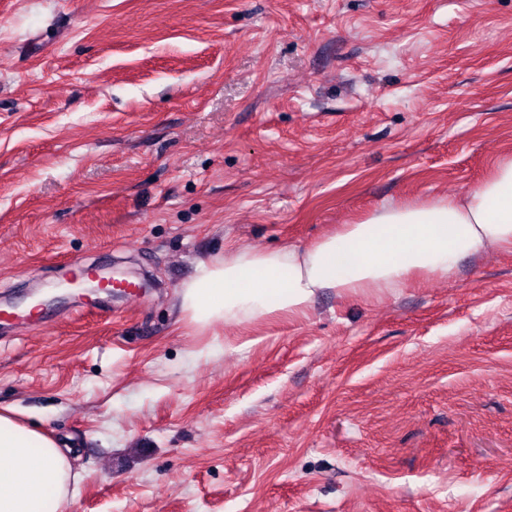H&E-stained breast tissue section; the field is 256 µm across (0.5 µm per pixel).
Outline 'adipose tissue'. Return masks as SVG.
<instances>
[{
	"label": "adipose tissue",
	"mask_w": 512,
	"mask_h": 512,
	"mask_svg": "<svg viewBox=\"0 0 512 512\" xmlns=\"http://www.w3.org/2000/svg\"><path fill=\"white\" fill-rule=\"evenodd\" d=\"M512 250V157L456 199L378 208L312 245L240 247L199 262L179 292L182 316L205 328L273 315H305L322 293L391 292L410 276L455 275L460 260ZM78 476L49 435L0 412V512H45L70 495Z\"/></svg>",
	"instance_id": "obj_1"
}]
</instances>
